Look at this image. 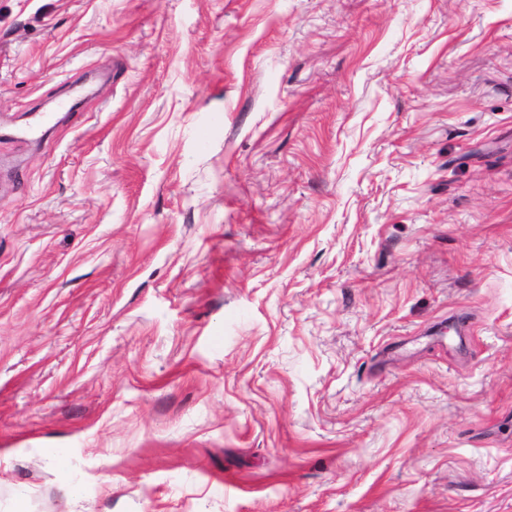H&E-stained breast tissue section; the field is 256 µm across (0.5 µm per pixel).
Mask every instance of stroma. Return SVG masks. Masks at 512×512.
<instances>
[{
    "label": "stroma",
    "instance_id": "stroma-1",
    "mask_svg": "<svg viewBox=\"0 0 512 512\" xmlns=\"http://www.w3.org/2000/svg\"><path fill=\"white\" fill-rule=\"evenodd\" d=\"M0 512H512V0H0Z\"/></svg>",
    "mask_w": 512,
    "mask_h": 512
}]
</instances>
